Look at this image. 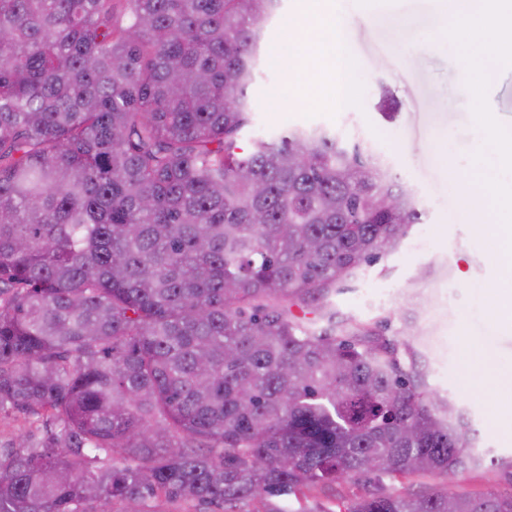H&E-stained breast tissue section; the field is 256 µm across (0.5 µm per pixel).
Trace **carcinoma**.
<instances>
[{"instance_id": "cac0c4a2", "label": "carcinoma", "mask_w": 512, "mask_h": 512, "mask_svg": "<svg viewBox=\"0 0 512 512\" xmlns=\"http://www.w3.org/2000/svg\"><path fill=\"white\" fill-rule=\"evenodd\" d=\"M280 2L0 0V408L53 421L0 449V512H285L363 473L338 512H512L448 486L482 457L413 322L332 303L420 223L412 190L324 130L242 152ZM145 510L149 512H220L215 505L201 503L185 497L175 500L162 497L149 502Z\"/></svg>"}]
</instances>
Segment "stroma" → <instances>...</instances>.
<instances>
[{"label": "stroma", "mask_w": 512, "mask_h": 512, "mask_svg": "<svg viewBox=\"0 0 512 512\" xmlns=\"http://www.w3.org/2000/svg\"><path fill=\"white\" fill-rule=\"evenodd\" d=\"M300 0H282L267 22L254 84L248 91L254 123L241 144L276 138L297 127H320L383 155L415 192L423 223L410 226L399 249L349 281L333 302L339 317L362 323L388 318L396 338L404 295L422 290L413 344L428 369L429 386L465 408L479 431V467L461 473L474 494L512 492V427L501 408L512 406V386L496 392L467 382L491 361L512 375V159L499 129H512V57L462 42L448 21V0H332L346 31L343 55L357 97L333 103V86L321 71L322 52L308 53L304 74L317 94H287L288 53L305 38L297 23ZM498 57L497 75L484 97L462 95L448 82L460 65ZM396 104L392 118L381 96ZM489 110L488 121L478 112ZM499 189L498 200L476 212L459 209V197L481 181ZM432 276L418 282L422 268Z\"/></svg>", "instance_id": "stroma-1"}]
</instances>
